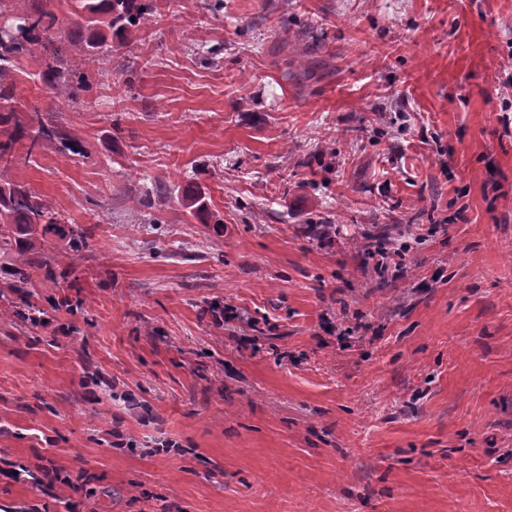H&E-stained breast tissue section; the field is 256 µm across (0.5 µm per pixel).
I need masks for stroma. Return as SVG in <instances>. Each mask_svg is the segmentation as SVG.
I'll list each match as a JSON object with an SVG mask.
<instances>
[{"mask_svg":"<svg viewBox=\"0 0 512 512\" xmlns=\"http://www.w3.org/2000/svg\"><path fill=\"white\" fill-rule=\"evenodd\" d=\"M207 2L78 102L14 75L79 152L11 177L93 236L0 255V512H512V0Z\"/></svg>","mask_w":512,"mask_h":512,"instance_id":"stroma-1","label":"stroma"}]
</instances>
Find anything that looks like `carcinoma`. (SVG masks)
I'll list each match as a JSON object with an SVG mask.
<instances>
[{
  "label": "carcinoma",
  "mask_w": 512,
  "mask_h": 512,
  "mask_svg": "<svg viewBox=\"0 0 512 512\" xmlns=\"http://www.w3.org/2000/svg\"><path fill=\"white\" fill-rule=\"evenodd\" d=\"M8 0H0V16L8 25L0 24V250L14 254V282L25 284L28 268L34 264L45 270V278L56 281L51 260L44 257L47 235L68 239L72 251L87 244L89 231L81 224L61 225L59 213L25 184L9 179L10 170L19 162L34 161L36 150L46 141L60 140L67 150L65 134L46 123L35 111L21 117L16 109L14 72L28 45L43 49V65L38 73L42 84L56 97L78 99L88 92L91 83L85 72L62 67L65 58L78 51L95 62L100 55L129 40L130 28L149 19L156 9L155 0H79L80 13L62 19L51 8L50 0H31V10L9 11ZM26 148L18 154L16 145ZM188 207L206 224L209 213L198 190L184 192Z\"/></svg>",
  "instance_id": "obj_1"
}]
</instances>
